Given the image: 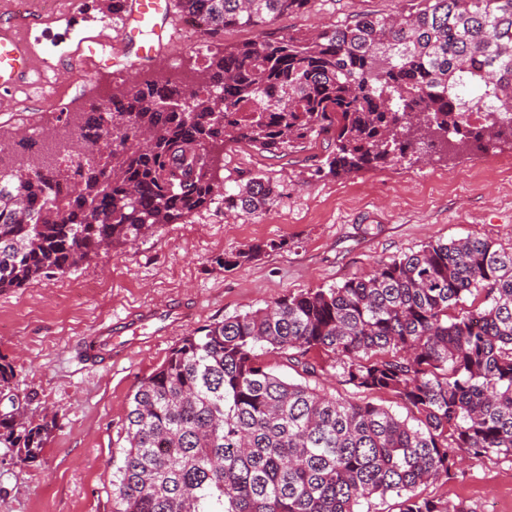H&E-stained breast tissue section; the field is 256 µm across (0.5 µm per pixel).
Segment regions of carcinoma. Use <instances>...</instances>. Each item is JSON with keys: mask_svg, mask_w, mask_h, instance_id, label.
I'll list each match as a JSON object with an SVG mask.
<instances>
[{"mask_svg": "<svg viewBox=\"0 0 512 512\" xmlns=\"http://www.w3.org/2000/svg\"><path fill=\"white\" fill-rule=\"evenodd\" d=\"M308 3L173 0L213 41ZM509 100L512 0H419L314 36L220 47L189 86L157 73L58 113L85 146L66 165L18 141L11 154L26 167H9L0 146V290L209 206L228 142L278 152L331 131L317 172L348 175L512 143ZM470 112L484 118L473 124ZM278 195L254 175L224 201L251 213ZM283 247L256 243L219 263ZM265 348L309 375L305 357L318 351L340 382L387 392L412 416L283 379ZM12 379L0 363V442L33 460L49 425L26 418ZM123 439L112 512H359L373 497L395 498L398 512H463L420 488L471 457L512 459V251L438 240L363 278L203 325L141 382Z\"/></svg>", "mask_w": 512, "mask_h": 512, "instance_id": "obj_1", "label": "carcinoma"}]
</instances>
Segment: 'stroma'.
<instances>
[{
	"instance_id": "obj_1",
	"label": "stroma",
	"mask_w": 512,
	"mask_h": 512,
	"mask_svg": "<svg viewBox=\"0 0 512 512\" xmlns=\"http://www.w3.org/2000/svg\"><path fill=\"white\" fill-rule=\"evenodd\" d=\"M63 2L74 8L85 2L90 9L71 40L59 42L37 29L26 34L45 73L59 65L72 76L60 84L55 103L24 84L0 96L5 147L22 131L55 127L60 108L80 107L110 85L131 84L141 72L133 50L123 49L118 39L121 18L102 21L98 0ZM409 6V0H310L265 29H226L221 42L235 46L305 33ZM103 33L111 37L104 53L118 55V65L100 72L72 59L78 40ZM207 45L202 34L176 33L158 62L190 71L204 63ZM332 149L333 137L325 132L281 153L246 142L227 144L220 172L226 189L263 174L279 190L273 205L254 213L229 210L219 195L185 223L159 226L135 244L90 253L66 273L0 292V359L13 368L16 393L31 398L29 417L56 421L35 460L23 461L15 449L0 445V512H111L112 455L120 447L129 397L196 328L363 277L381 262L438 239L474 235L512 250V145L345 176L317 173ZM270 240L284 241V249L233 269L217 263L218 257ZM147 305L186 308L190 314L163 338H130L119 362L83 364L80 339L99 320ZM310 359L319 366L313 383L320 390L404 414L389 393L343 384L325 356L314 352ZM423 493L464 512H512V460L471 459L456 478L425 486Z\"/></svg>"
}]
</instances>
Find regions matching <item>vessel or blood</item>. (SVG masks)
<instances>
[{"label": "vessel or blood", "mask_w": 512, "mask_h": 512, "mask_svg": "<svg viewBox=\"0 0 512 512\" xmlns=\"http://www.w3.org/2000/svg\"><path fill=\"white\" fill-rule=\"evenodd\" d=\"M172 19V0H127L121 35L126 38L136 30L148 32L152 40L138 49L137 56L150 63L157 59ZM34 65L32 50L23 39L0 36V91L17 88ZM183 316L184 312L180 309L140 308L116 321L101 322L83 337L81 358L90 366L106 360H119L127 351L125 333L139 332L150 324L154 327L155 335L162 336Z\"/></svg>", "instance_id": "obj_1"}]
</instances>
